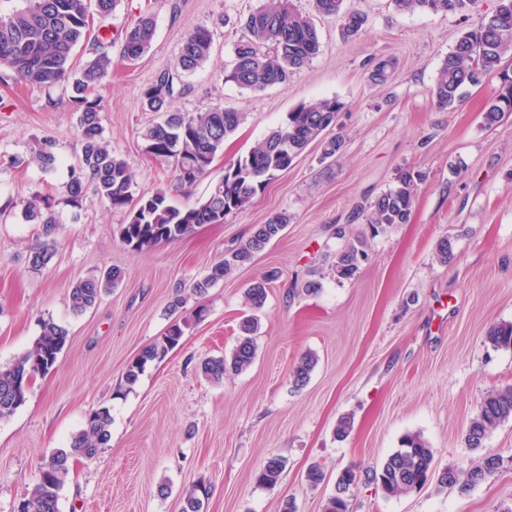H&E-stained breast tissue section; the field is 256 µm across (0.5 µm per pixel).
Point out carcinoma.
Listing matches in <instances>:
<instances>
[{
	"label": "carcinoma",
	"mask_w": 512,
	"mask_h": 512,
	"mask_svg": "<svg viewBox=\"0 0 512 512\" xmlns=\"http://www.w3.org/2000/svg\"><path fill=\"white\" fill-rule=\"evenodd\" d=\"M19 5L7 14H0V65L10 68L16 77L30 85L52 87L72 81L73 105L79 112L81 153L78 166L72 168L65 186L66 202L78 207L86 184L114 210L127 214V223L120 225L122 242L136 252L149 250L163 241H175L191 234L200 224H215L228 215L243 211L255 195L263 191L279 173L312 143L330 158L343 146L341 136L333 133L336 117L343 104L336 98H325L314 104H302L288 113L286 120L258 142L248 153L224 166V174L210 183L206 196L186 204L173 201L167 186L149 194L134 196L133 174L128 162L112 154L103 138L101 100L93 95L95 88L109 74L112 41L93 42L94 57L78 74H71L69 61L76 46L89 39L93 16L103 20L110 16L121 0H17ZM398 10L459 12L475 16L477 0H394ZM315 10L342 21L345 35L357 34L365 18L344 10V0H315ZM242 35L234 47L232 68L224 80L246 90L287 83L318 54L320 38L316 25L308 15L297 11L292 0H260L259 5L241 21ZM156 25L154 17L143 12L122 38L123 58L134 64L152 47ZM214 33L206 27H195L182 39L174 71L161 73L143 92L146 110L159 114V121L140 133L147 156L173 170V186L185 189L194 186L210 170L225 141L243 124L245 114L235 108L215 105L203 112H170L168 101L174 92V79L191 73L209 59ZM512 56V0H499L491 16H475L472 27L457 40L443 60L432 94L439 107L453 110L462 101L467 89L481 85L494 76L499 81L496 97L486 105L483 122L488 127L499 124L505 113H512V72L504 68L506 56ZM393 63L384 59L368 72L375 85L386 83ZM31 161L45 171L58 163L56 144L47 138L36 141ZM415 177L402 172L398 184L379 194L370 206L367 224L378 234L394 225L410 221L414 204ZM28 224L41 226L40 241L28 254L29 268L40 271L52 259L54 235L58 229L53 202L37 195L23 210ZM290 223L286 212H278L263 224L255 225L249 236L224 254L200 279L176 289L168 305L174 315L184 307L186 294L201 300L209 288L224 280L239 267L252 261ZM335 237L343 244L335 254L334 269L340 278H350L360 264L368 259L366 240L353 234L349 225L336 229ZM275 274H265L246 289V300L252 314L242 318L240 336L230 357L210 358L200 363V373L210 382H223L227 373L247 370L257 356L255 333L258 318L255 312L264 308L268 285ZM124 279V272L110 268L103 274L77 282L69 293V306L79 315L93 308L102 296ZM187 323L174 320L157 341L147 346L139 357L126 366L125 386H134L148 363L164 358L179 344ZM67 330L53 319L40 323L39 336L33 347L11 363L0 365V419L14 414L25 404L32 380L46 370L37 367L43 355L57 356L67 341ZM489 342L495 347L512 348V322L500 323L489 331ZM317 358L307 353L292 371L295 387L304 386L316 366ZM512 419V385L490 391L470 420L465 443L473 451L484 448L488 434L500 423ZM112 417L108 409L91 412L82 429L72 435L69 445L43 458L38 478L21 498L14 512H59L60 492L65 486L73 463L96 459L100 448L111 438ZM434 455L418 434H406L399 448L377 468L360 471L354 467L341 470L336 476L337 492L324 505V512H349L348 493L360 482L376 485L385 495L394 496L416 489L433 472ZM503 458L492 452L483 454L467 470L448 467L437 480L441 488H456L467 493L487 481L502 467ZM286 469V461L272 455L257 476V482L276 487ZM209 490L199 482L183 492L180 512H204Z\"/></svg>",
	"instance_id": "obj_1"
}]
</instances>
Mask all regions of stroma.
Listing matches in <instances>:
<instances>
[{"instance_id": "obj_1", "label": "stroma", "mask_w": 512, "mask_h": 512, "mask_svg": "<svg viewBox=\"0 0 512 512\" xmlns=\"http://www.w3.org/2000/svg\"><path fill=\"white\" fill-rule=\"evenodd\" d=\"M257 3L122 0L93 26L92 36L111 38L116 57L95 89L103 136L130 164L137 196L172 176L142 151L140 132L156 119L144 111L142 92L174 69L189 29H213V50L201 68L180 75L171 109L221 104L247 114L207 178L192 188V199L298 105L324 98L344 105L339 155L323 158L311 144L243 212L143 252L120 239L125 213L94 192L76 208L65 201L63 187L81 152L70 84L46 90L0 67V364L32 347L41 320L68 332L26 403L0 420V512H13L41 460L66 447L101 407L112 415L111 439L96 462L73 464L60 512H178L183 492L201 479L211 487L206 512H280L288 498L297 512H323L342 469L379 466L407 433L422 436L437 468L477 463L478 452L464 442L469 422L489 390L512 384V348L487 339L492 326L512 322V116L491 128L483 123V109L498 92L494 79L469 90L451 112L432 98L441 62L471 21L449 12L404 14L394 0H345L366 19L359 35L346 37L339 20L316 14L314 0H294L313 16L320 52L289 83L251 91L221 73L233 63L239 17ZM144 11L155 19V40L128 66L118 60L122 35ZM381 59L394 68L385 85L375 86L368 71ZM45 137L55 140L59 156L50 172L26 161ZM405 169L416 175L410 222L368 238V261L353 278L337 277L336 226L365 230L372 201ZM36 194L52 198L60 232L51 262L32 272L28 248L39 228L25 223L22 211ZM280 211L291 217L283 235L209 290L204 321H192L195 304L187 302L189 324L179 345L125 389L127 364L169 326L176 288L204 276L254 225ZM445 237L454 256L443 264L436 249ZM112 267L123 270L122 283L94 308L73 314L70 288ZM269 270L279 276L260 313L255 362L210 383L199 362L231 351L246 310L244 291ZM309 280L319 281L320 291L306 292ZM307 352L317 365L297 388L291 370ZM345 416L353 426L341 439L336 425ZM485 448L505 463L468 493L431 482L388 497L361 485L351 510L501 512L512 505V419L491 431ZM272 455L287 466L269 489L256 474ZM314 464L325 474L317 486L305 479Z\"/></svg>"}]
</instances>
